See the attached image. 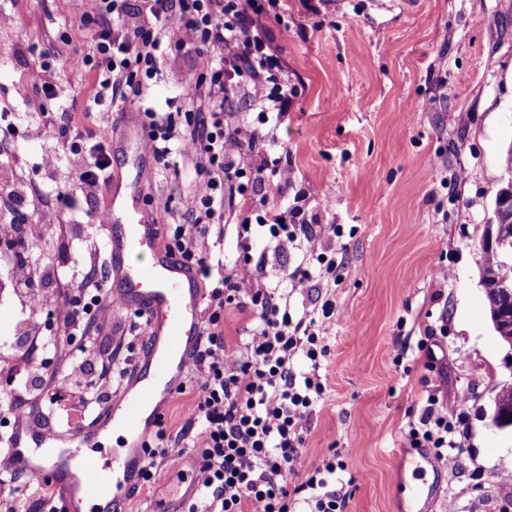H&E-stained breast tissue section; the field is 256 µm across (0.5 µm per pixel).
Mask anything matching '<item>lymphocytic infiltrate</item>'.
I'll return each instance as SVG.
<instances>
[{
    "label": "lymphocytic infiltrate",
    "mask_w": 512,
    "mask_h": 512,
    "mask_svg": "<svg viewBox=\"0 0 512 512\" xmlns=\"http://www.w3.org/2000/svg\"><path fill=\"white\" fill-rule=\"evenodd\" d=\"M83 19L102 25L92 56H75L78 66L97 64L98 96L112 104L142 97L147 79L159 71L167 49L189 48L196 67L185 83L205 98L206 109L188 106L182 117L145 109L149 147L156 163L173 153L197 159L193 221L172 224L165 248L202 278L212 265L203 245L214 225L224 222V190L239 193L282 191L293 181L288 167L270 168L256 149L257 132L246 133L227 107L231 95L245 86L259 92L262 122L279 119L296 98V84L257 27L261 15L280 9V0H84ZM59 135L66 144L82 189L93 192L110 181L112 157L65 124ZM317 217L305 203L280 209L266 206L237 226L243 259L216 278L209 294L208 316L192 356L196 386L191 418L182 439L197 449L193 489L183 512H346L343 466L325 454L303 463L310 420L325 392L318 373L328 353L324 320L336 314L332 301L321 305L320 319L292 320L288 295L254 288L262 264L251 255L254 236L264 235L279 251L301 250L305 259L335 270L336 257L347 245L338 225L316 227ZM106 299L96 272L54 308L58 324L72 336L101 331L108 323L100 310ZM247 312L251 328L246 341L224 339V309ZM312 370L298 373L297 356ZM459 404H443L435 392L421 401L419 416L406 432L410 447L427 449L438 462L450 463L461 453Z\"/></svg>",
    "instance_id": "f902f5d3"
}]
</instances>
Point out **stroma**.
<instances>
[{
    "label": "stroma",
    "instance_id": "stroma-1",
    "mask_svg": "<svg viewBox=\"0 0 512 512\" xmlns=\"http://www.w3.org/2000/svg\"><path fill=\"white\" fill-rule=\"evenodd\" d=\"M81 0H0V205L31 221L48 215L41 236L25 245L36 288L18 287L15 250L0 247V434L15 426L11 408L23 403L30 425L57 433L92 424L98 405L75 410L50 403L37 386L43 375H64L81 356L97 364L113 338L134 322L125 311L111 331L70 336L53 320L56 301L78 288L89 269L109 273L108 228L100 224L107 195H77L62 123L86 121L112 151V174L133 180L144 159L133 144L118 146L127 116L144 107L169 109L186 95L191 51L171 54L148 82L144 98L121 111L96 102L97 72L73 69L90 53L95 25L80 17ZM284 71L301 93L278 121L261 123L250 95L231 101L243 125L259 129L270 158L287 162L292 186L277 198L292 204L305 193L321 223L342 225L347 249L335 278L294 293L292 317L336 304L326 325L329 353L319 373L326 384L303 452L311 462L335 449L353 482L346 512H512V432L493 430L490 399L512 372L486 315L480 286V240L512 143V0H284L281 14L262 18ZM48 66L56 88L47 99L31 74ZM57 155L45 168L46 153ZM195 158L177 155L140 191L159 224L191 223ZM245 211L224 210V234L210 238L211 257L230 267L239 259L236 226ZM252 252L265 267L255 285L272 288L302 256L280 253L258 238ZM445 283L434 297L432 278ZM45 294L35 309L32 298ZM447 322L446 334L427 326ZM40 323L30 340L28 329ZM427 341L429 353L419 352ZM459 403L466 448L454 463L436 462L409 447L408 412L426 390ZM177 463L159 459L154 478L136 488L122 512H176L194 478L196 451L174 445ZM46 480L0 472V512H30L52 492Z\"/></svg>",
    "mask_w": 512,
    "mask_h": 512
}]
</instances>
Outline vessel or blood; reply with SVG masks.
<instances>
[{
  "label": "vessel or blood",
  "instance_id": "obj_1",
  "mask_svg": "<svg viewBox=\"0 0 512 512\" xmlns=\"http://www.w3.org/2000/svg\"><path fill=\"white\" fill-rule=\"evenodd\" d=\"M107 221L119 227L108 237L114 294L146 315L147 351L127 384L106 403L97 426L75 425L63 435L18 427L0 455L1 469L45 478L68 505L86 506L87 512H112L140 482L142 437L177 395L201 334V296L191 285L193 274L168 255L162 228L140 206L137 189L123 193L111 187ZM134 251L150 253L153 263L140 268L127 262ZM116 429L123 434L121 446L106 447ZM61 442L67 450L60 454Z\"/></svg>",
  "mask_w": 512,
  "mask_h": 512
}]
</instances>
